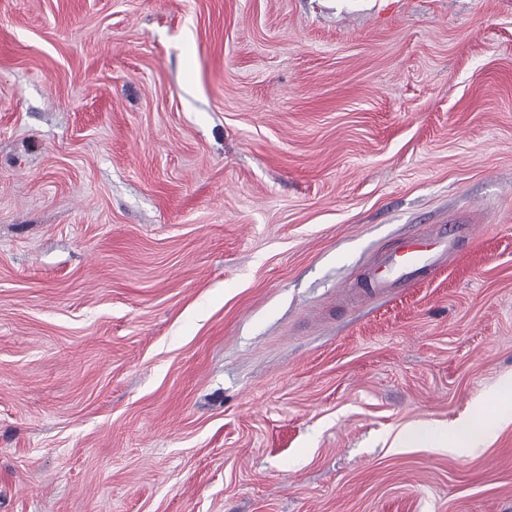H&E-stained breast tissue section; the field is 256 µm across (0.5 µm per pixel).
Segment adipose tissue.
Instances as JSON below:
<instances>
[{
	"label": "adipose tissue",
	"mask_w": 512,
	"mask_h": 512,
	"mask_svg": "<svg viewBox=\"0 0 512 512\" xmlns=\"http://www.w3.org/2000/svg\"><path fill=\"white\" fill-rule=\"evenodd\" d=\"M512 424V406L501 407L491 420L479 418L456 423L451 431L432 432L416 427L400 431L392 445L396 448H481L486 446L498 431Z\"/></svg>",
	"instance_id": "obj_1"
}]
</instances>
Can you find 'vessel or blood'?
<instances>
[{"label": "vessel or blood", "instance_id": "1", "mask_svg": "<svg viewBox=\"0 0 512 512\" xmlns=\"http://www.w3.org/2000/svg\"><path fill=\"white\" fill-rule=\"evenodd\" d=\"M470 225L456 224L430 238H408L382 257L380 265L366 277L369 293H381L394 285L414 281L428 269L443 264L452 240L469 235Z\"/></svg>", "mask_w": 512, "mask_h": 512}]
</instances>
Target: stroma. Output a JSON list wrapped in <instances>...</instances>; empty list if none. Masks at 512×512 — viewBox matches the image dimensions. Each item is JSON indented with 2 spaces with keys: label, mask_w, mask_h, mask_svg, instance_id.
<instances>
[{
  "label": "stroma",
  "mask_w": 512,
  "mask_h": 512,
  "mask_svg": "<svg viewBox=\"0 0 512 512\" xmlns=\"http://www.w3.org/2000/svg\"><path fill=\"white\" fill-rule=\"evenodd\" d=\"M511 381L512 0H0V512H512ZM472 233L471 224H453L430 238H408L382 257L380 265L366 277L363 288L370 294L382 293L395 284L414 281L428 269L443 264L452 240ZM512 422V406H503L493 420L475 417L471 421L456 423L450 430L451 444L448 446V430L434 433L417 427L400 431L391 448H481L486 446L498 431Z\"/></svg>",
  "instance_id": "stroma-1"
}]
</instances>
